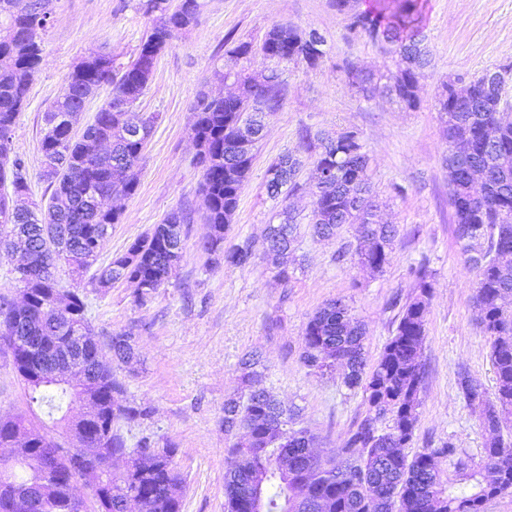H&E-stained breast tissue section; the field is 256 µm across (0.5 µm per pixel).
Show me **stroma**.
<instances>
[{"mask_svg":"<svg viewBox=\"0 0 512 512\" xmlns=\"http://www.w3.org/2000/svg\"><path fill=\"white\" fill-rule=\"evenodd\" d=\"M141 0H53L44 37L43 58L21 112L13 148L27 167L36 202L50 192L39 178V141L46 107L62 91L68 74L90 51L102 48L131 61L151 21ZM195 25L176 34L157 58L138 111L159 115L144 149L137 193L117 200L121 212L103 242L96 268L160 223L171 210L186 207L193 220L185 227L183 259L169 281L145 305L134 301L126 282L104 291L87 290L88 317L103 361L123 391L124 405L147 404L154 413L140 424L123 425L129 442L147 432L176 443L173 467L184 479L181 512H224V475L232 458L224 433V401L248 388L267 390L295 410L296 425L316 436L314 452L335 457L346 429L367 410L361 394L348 390L341 370L319 374L300 361L302 330L325 302L342 299L367 332L365 354L375 362L395 329L392 296L415 293L411 267L426 263L432 294L426 313L420 394L419 452L422 440H452L471 458H480L487 439L467 404L458 374L468 370L494 388L488 343L473 304L475 278L465 266L448 203V142L436 107L443 81L465 80L512 64V0H426L423 44L430 66L420 81L417 108L386 96L363 97L352 86L345 64L382 72L395 60L377 45L350 34L347 19L332 0H202ZM276 24L318 30L326 55L314 68L288 65L286 101L266 123L256 158L226 235V245L261 244L279 201L265 190V172L278 157L297 155L303 180L313 174L298 131L336 135L360 133L369 159L368 174L377 195L374 220L398 229L391 259L381 273L362 268L355 257L337 263L336 253L353 244L355 227L330 240L314 236L309 222L312 189L290 197L300 234L289 283H281L263 257L246 267L212 264L199 244L208 233L200 191L202 171L194 163L191 135L199 92L229 95L235 87L223 77L227 39L260 41ZM133 335L135 357L123 364L106 344L118 333ZM259 353L260 375L241 381L240 362ZM29 400L6 347H0V418L29 416Z\"/></svg>","mask_w":512,"mask_h":512,"instance_id":"35a3bbf8","label":"stroma"}]
</instances>
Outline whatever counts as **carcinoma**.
<instances>
[{
  "label": "carcinoma",
  "instance_id": "1",
  "mask_svg": "<svg viewBox=\"0 0 512 512\" xmlns=\"http://www.w3.org/2000/svg\"><path fill=\"white\" fill-rule=\"evenodd\" d=\"M51 0H0V184L10 183L11 193H0V247H20L26 256L16 281L28 293L25 306L0 316V336H19L25 347L13 355L16 371L24 381L30 404L61 427L64 434L85 430L105 440L107 455L155 457L153 468L126 469L116 475L104 471L93 498L105 512H126L134 491L143 512H179L184 480L172 467L176 446L145 435L127 451L124 436L112 428L124 420L148 419V406L121 405L115 394L122 391L112 370L101 359L97 341L88 339L92 329L84 293L59 299L60 264L71 274H83L97 260L103 240L119 223L120 213L108 206L111 196L131 197L139 187L138 167L155 124L156 113L134 108L148 86L155 60L178 32L194 25L199 0H144V13L152 26L136 57L123 63L118 56L91 52L68 75L61 94L46 108L40 139L41 180L51 190L47 208L32 211L10 206L12 196L28 193L25 162L12 155L13 135L26 106L27 93L42 60L43 38L50 18ZM422 0H368V6L348 16L350 33L385 44L396 57V70L379 76L347 64L360 92L384 94L410 109L418 105L419 81L425 76L427 54L422 48ZM326 40L292 25H274L255 44L240 40L230 50L224 78L238 93L230 97L198 94L192 137L198 148L196 164L202 168L201 191L205 196L209 232L201 249L211 259L244 267L255 258L248 241L224 248L239 194L255 159L264 122H250V154L236 150L242 136L241 116H270L279 111L287 86L279 67L261 80L244 73L242 64L260 53L281 62L316 67L325 54ZM111 88L93 123L79 136L61 124L59 115L82 108L96 91ZM505 105L506 99L489 96L478 78L441 84L437 106L448 133V146L463 158L459 175L448 180L454 233L462 244L465 260L476 278L475 304L482 332L489 340L490 361L496 386L488 392L468 372L458 384L469 405L488 432L483 455L474 460L461 455L451 441L438 446L426 442L422 452L406 453L414 440L419 419L420 392L425 379L421 355L426 339L425 314L431 295L430 275L414 270L416 293L403 302L389 301L398 310L395 333L369 366L364 354L365 327L349 313L341 299H332L307 321L302 333L303 366L323 372L330 363L346 368L344 385L359 391L368 405L364 417L344 433L336 460L310 461L315 436L294 429L288 437V454L271 445L276 420L285 412L266 391L260 390L243 406V398L224 401V434L245 429L243 440L229 449L233 467L224 476L227 512H248L255 484H262L265 512H483L485 503L512 491V446L501 435L502 420L512 416V310L504 299L512 296V120L487 107ZM143 127L136 139L130 130ZM299 141L311 154L312 164L333 172V179L315 187L311 224L319 238H331L346 224L359 226L355 247L358 262L381 273L390 262L397 229L372 222L375 201L368 178V158L360 133L345 130L334 138H321L303 128ZM301 160L291 153L272 162L265 173L270 198L284 205L275 214L278 222L267 227L263 254L288 283V261L295 250L300 224L287 204L288 194L299 191L297 172ZM489 173L488 185L474 190L465 172ZM185 208L172 210L135 239L127 251L113 258L92 278L91 287L106 288L124 281L136 287L135 302L143 305L168 280L183 257V226L191 223ZM53 233L57 247L43 248L46 233ZM75 336H85L80 354L84 380L65 385L55 380L62 367L57 355ZM110 348L121 361L133 357L131 334L112 336ZM91 393L95 410L72 418L64 407ZM75 448H64L39 428L21 447L18 461H1L11 473L0 481V512H10L17 494L31 502L29 512H79L73 482Z\"/></svg>",
  "mask_w": 512,
  "mask_h": 512
}]
</instances>
